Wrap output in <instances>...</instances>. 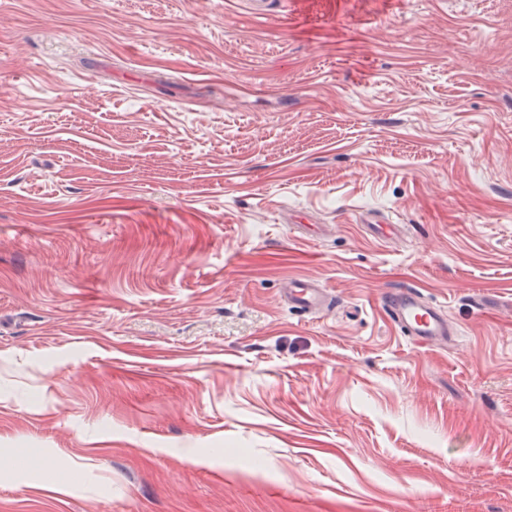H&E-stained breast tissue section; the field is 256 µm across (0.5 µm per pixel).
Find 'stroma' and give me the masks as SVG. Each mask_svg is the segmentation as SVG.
<instances>
[{"label":"stroma","mask_w":512,"mask_h":512,"mask_svg":"<svg viewBox=\"0 0 512 512\" xmlns=\"http://www.w3.org/2000/svg\"><path fill=\"white\" fill-rule=\"evenodd\" d=\"M23 451L0 512H512V0H0ZM283 292L289 308L301 315L325 312L333 305L331 293L307 278L288 280ZM384 306L400 333L415 343H446L456 335L448 314L440 306L426 301L418 289L391 291L385 296Z\"/></svg>","instance_id":"obj_1"}]
</instances>
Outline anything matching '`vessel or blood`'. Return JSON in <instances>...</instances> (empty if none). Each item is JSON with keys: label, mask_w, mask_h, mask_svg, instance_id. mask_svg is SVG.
<instances>
[{"label": "vessel or blood", "mask_w": 512, "mask_h": 512, "mask_svg": "<svg viewBox=\"0 0 512 512\" xmlns=\"http://www.w3.org/2000/svg\"><path fill=\"white\" fill-rule=\"evenodd\" d=\"M284 295L290 308L302 315L328 311L333 304V297L326 288L306 278L288 280ZM384 306L400 333L413 342L445 343L456 333L447 313L426 301L418 289L391 291L385 296Z\"/></svg>", "instance_id": "vessel-or-blood-1"}]
</instances>
